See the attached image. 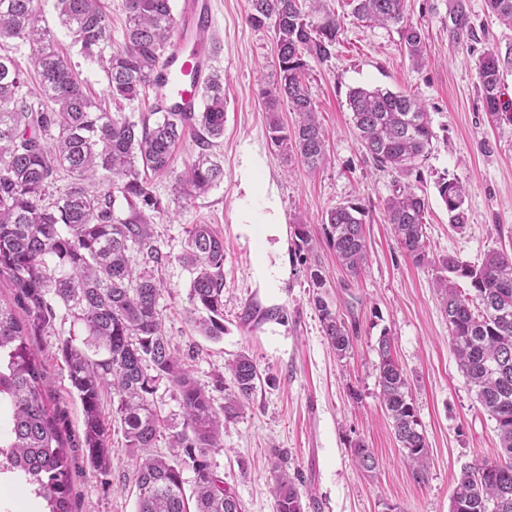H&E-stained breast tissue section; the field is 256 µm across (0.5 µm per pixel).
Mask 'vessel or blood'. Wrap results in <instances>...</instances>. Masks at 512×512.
Returning <instances> with one entry per match:
<instances>
[{
    "mask_svg": "<svg viewBox=\"0 0 512 512\" xmlns=\"http://www.w3.org/2000/svg\"><path fill=\"white\" fill-rule=\"evenodd\" d=\"M213 15V0H184L176 39L153 76L152 91L160 111H198L200 90L213 64V48L205 37Z\"/></svg>",
    "mask_w": 512,
    "mask_h": 512,
    "instance_id": "b4317fda",
    "label": "vessel or blood"
}]
</instances>
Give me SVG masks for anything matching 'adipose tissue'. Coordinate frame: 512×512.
Masks as SVG:
<instances>
[{"label": "adipose tissue", "instance_id": "adipose-tissue-1", "mask_svg": "<svg viewBox=\"0 0 512 512\" xmlns=\"http://www.w3.org/2000/svg\"><path fill=\"white\" fill-rule=\"evenodd\" d=\"M242 195L238 200V213L247 232L258 242L257 269L261 275H269V236L278 232L281 222L279 203L268 192L264 176V164L253 152H245L241 168Z\"/></svg>", "mask_w": 512, "mask_h": 512}]
</instances>
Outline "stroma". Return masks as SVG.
Returning a JSON list of instances; mask_svg holds the SVG:
<instances>
[{
    "mask_svg": "<svg viewBox=\"0 0 512 512\" xmlns=\"http://www.w3.org/2000/svg\"><path fill=\"white\" fill-rule=\"evenodd\" d=\"M410 21L421 24L425 60L413 67L393 28L354 21L343 0H324L341 20L336 54L309 61L312 97L327 137L329 162L316 171L279 152L268 137L265 93L278 72L272 26L249 20L251 0H214V68L224 76V136L209 148L224 165V179L206 194L185 197L169 175L149 174L167 215L154 231L169 262L158 271L163 284L159 310L175 348L187 355L194 379L222 406L231 377L224 365L248 354L262 380L238 416L226 421L223 446L212 458L225 485L245 512H275L271 492L277 453L287 452L288 472L299 478L306 512H450L451 495L464 467L499 458L495 422L484 414L459 370L448 340V322L432 286L436 268L417 265L400 248L384 218L393 174L367 160L356 138L350 90L381 87L421 101L431 118L430 150L409 177L428 206L424 231L432 258L448 254L480 265L492 249H512V123L491 117L480 97L476 61L490 50H512V29L469 0L473 34L448 38V0H406ZM41 26L64 48L71 66L93 92L107 77L88 61L57 19L54 0H38ZM263 159L282 224L269 238L268 257L278 270L273 282L256 269L258 244L238 219L236 201L245 150ZM466 187L469 222L454 229L439 193L440 182ZM362 205L369 262L359 276L343 270L326 240L322 218L342 203ZM305 222L309 251L297 247L296 227ZM212 225L224 238V334L200 336L188 318L192 275L178 261L186 229ZM326 286L314 290L312 270ZM345 320L355 336L352 351L337 358L323 332L314 294ZM70 321L30 342L48 378V407L67 440L73 489L72 512H136L135 460L120 431L110 436L107 473L82 455V407L71 390L56 344ZM391 340L408 379L429 448L424 479H416L380 406L377 382L380 336ZM379 461L376 473L359 471L354 443Z\"/></svg>",
    "mask_w": 512,
    "mask_h": 512,
    "instance_id": "35a3bbf8",
    "label": "stroma"
}]
</instances>
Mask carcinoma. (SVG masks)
I'll use <instances>...</instances> for the list:
<instances>
[{
    "instance_id": "1",
    "label": "carcinoma",
    "mask_w": 512,
    "mask_h": 512,
    "mask_svg": "<svg viewBox=\"0 0 512 512\" xmlns=\"http://www.w3.org/2000/svg\"><path fill=\"white\" fill-rule=\"evenodd\" d=\"M315 0H251L250 22L273 28L279 72L266 93L271 112L269 139L279 151L310 171L327 161L323 128L311 96L307 61H328L336 52L341 22L331 13L314 21ZM499 22L512 28V0H484ZM359 21L396 28L411 65L424 61L422 29L405 21V0H346ZM124 42L112 47L101 0H56L58 19L80 53L101 64L107 76L103 98L87 92L60 51L53 33L38 24L35 0H0V41L27 47L39 77L38 102L21 95L28 77L13 56L0 53V276L16 290L28 323L0 304V472L16 474L44 502L45 512H71V477L65 441L50 413L38 355L27 336L44 330L62 306L76 333L59 339L74 395L83 410V455L97 471L109 465L111 423L120 426L136 461V512H243L239 498L216 471L212 453L221 447L224 422L251 400L260 380L254 360L240 354L225 365L232 388L217 409L171 347L158 309L162 294L155 270L169 261L153 231L163 211L147 173L174 177L188 197L206 193L224 179V169L202 152L184 171L175 169L174 148L185 131L199 130L202 148L224 136V82L211 74L198 112H165L150 122L119 120L102 104L137 98L169 50L175 33L171 0H125ZM473 33L468 0H450L448 37L458 42ZM512 50L488 51L477 61L485 111L512 122V103L502 100L504 72ZM297 114L287 128L275 113L280 100ZM352 122L364 155L373 164L407 177L429 152V112L417 100L379 87L349 93ZM70 184L56 201L44 204L60 175ZM449 224L463 230L469 218L465 187L439 184ZM129 209L115 214L116 196ZM426 198L408 183L384 201V216L397 243L418 265L432 263L424 232ZM364 208L339 204L326 211L323 230L340 266L353 276L368 265ZM178 260L192 273L190 313L201 335L224 334V239L209 224L186 230ZM435 288L448 320L449 341L461 372L484 414L495 421L503 463L464 469L451 496L456 512H512V253L491 250L477 266L452 255L438 259ZM469 281L467 296L456 280ZM324 335L340 359L352 348L345 321L320 294L313 296ZM378 386L381 405L415 475L424 477L428 446L407 378L392 354L390 339L379 338ZM180 406V421L156 404L160 383ZM117 398L112 419L104 417V395ZM167 441L168 453L155 451ZM355 464L373 472L378 461L358 442ZM278 456L273 496L276 512H305L303 493ZM193 473L186 493L183 472Z\"/></svg>"
}]
</instances>
